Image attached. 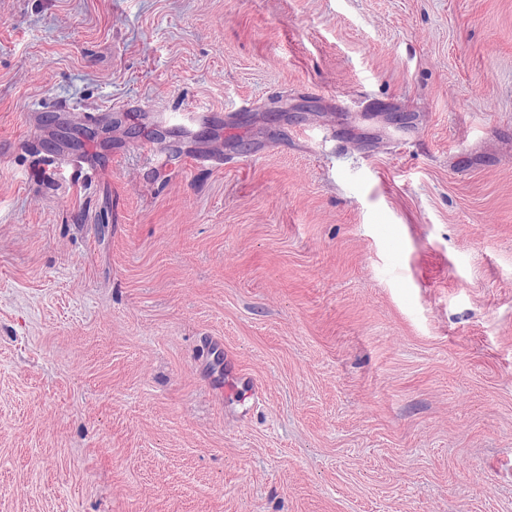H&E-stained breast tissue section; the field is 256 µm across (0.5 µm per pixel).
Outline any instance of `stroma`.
I'll return each mask as SVG.
<instances>
[{"mask_svg": "<svg viewBox=\"0 0 512 512\" xmlns=\"http://www.w3.org/2000/svg\"><path fill=\"white\" fill-rule=\"evenodd\" d=\"M0 512H512V0H0Z\"/></svg>", "mask_w": 512, "mask_h": 512, "instance_id": "1", "label": "stroma"}]
</instances>
